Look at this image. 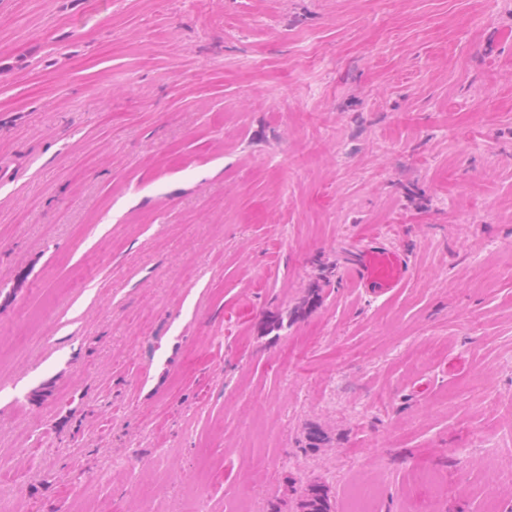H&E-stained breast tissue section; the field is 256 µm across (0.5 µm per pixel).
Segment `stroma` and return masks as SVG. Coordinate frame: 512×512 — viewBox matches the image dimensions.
Segmentation results:
<instances>
[{
  "mask_svg": "<svg viewBox=\"0 0 512 512\" xmlns=\"http://www.w3.org/2000/svg\"><path fill=\"white\" fill-rule=\"evenodd\" d=\"M363 473L512 512V0H0V512ZM411 266L408 256L377 240H369L358 246L348 265L352 282L366 293L384 296L409 281Z\"/></svg>",
  "mask_w": 512,
  "mask_h": 512,
  "instance_id": "1",
  "label": "stroma"
}]
</instances>
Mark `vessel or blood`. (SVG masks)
I'll list each match as a JSON object with an SVG mask.
<instances>
[{"label":"vessel or blood","mask_w":512,"mask_h":512,"mask_svg":"<svg viewBox=\"0 0 512 512\" xmlns=\"http://www.w3.org/2000/svg\"><path fill=\"white\" fill-rule=\"evenodd\" d=\"M410 273V261L405 253L376 240L360 244L348 265L351 281L377 297L403 287Z\"/></svg>","instance_id":"b4317fda"}]
</instances>
